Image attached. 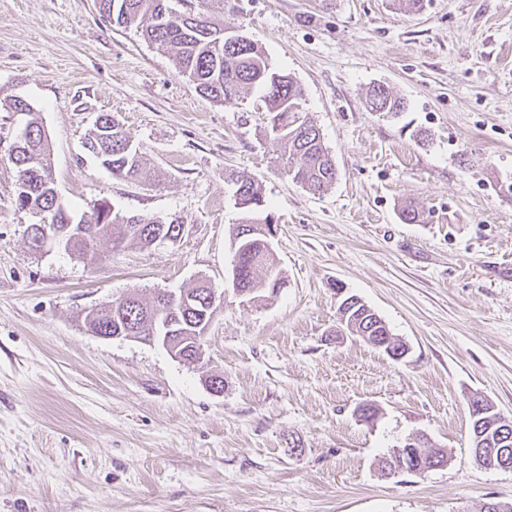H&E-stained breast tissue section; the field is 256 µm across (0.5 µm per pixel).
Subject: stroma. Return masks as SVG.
I'll return each instance as SVG.
<instances>
[{
  "label": "stroma",
  "mask_w": 512,
  "mask_h": 512,
  "mask_svg": "<svg viewBox=\"0 0 512 512\" xmlns=\"http://www.w3.org/2000/svg\"><path fill=\"white\" fill-rule=\"evenodd\" d=\"M95 3L0 0V512H477L512 499V470L471 453L468 410L478 394L512 418V0H192L300 86L337 169L318 195L274 167L259 92L212 102ZM377 84L404 99L398 118L367 108ZM16 96L32 113L10 110ZM105 112L143 152L140 179L83 149ZM33 118L74 211L106 201L175 218L181 240L104 243L91 266L32 252L8 156ZM243 171L277 226L283 288L253 303L226 291L196 364L89 332L91 307L128 294L223 288ZM409 203L422 222L404 223ZM338 285L407 357L337 335ZM363 403L380 408L375 423L357 417ZM413 434L446 464L383 474L380 458Z\"/></svg>",
  "instance_id": "stroma-1"
}]
</instances>
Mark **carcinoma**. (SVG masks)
Returning a JSON list of instances; mask_svg holds the SVG:
<instances>
[{"label":"carcinoma","mask_w":512,"mask_h":512,"mask_svg":"<svg viewBox=\"0 0 512 512\" xmlns=\"http://www.w3.org/2000/svg\"><path fill=\"white\" fill-rule=\"evenodd\" d=\"M100 16L107 22L124 28H133L145 40L167 53L176 69L195 85L204 97L217 103L245 98L255 88L264 92L269 112V135L274 162L293 181L308 191L321 193L336 182L337 170L325 147L319 129L304 115L302 90L294 79L275 70L262 46L255 40L239 39L240 33L211 20L202 12H177L171 0H96ZM372 112L396 116L404 110V103L385 85H374L366 95ZM84 148L115 178L136 179L145 167V157L123 125L114 116L103 113L84 142ZM9 162L17 173L16 204L30 211L37 221L27 227L30 247L39 248L44 232L57 237L64 249L80 259H97V246L108 242L114 248L150 247L162 234L177 237L181 223L164 221L137 214H126L103 202L88 214L75 218L71 208L58 194L53 177L51 149L44 127L32 120L27 123L9 154ZM236 204L245 210L239 227L249 224H270L271 215L260 217L264 209L262 187L251 174L236 178ZM233 252L231 265L236 267V288L255 297L270 291L272 281L280 274L266 236L255 233L241 236ZM210 285L203 281L185 289L186 302L169 306L166 296L158 292L146 302L128 295L112 302V312L97 315L89 310L84 318L88 330L96 336H110L122 331L125 336L167 335L165 324L183 336L186 345L202 335L211 312L208 311ZM346 318L343 330L358 336H388L385 321L375 313H367L363 306L351 312L340 311ZM488 405L484 398L470 400L471 427L481 425L488 431L487 443L477 448L470 441L477 461L490 468L499 457L512 464V439L505 440L498 429L487 430L480 423L479 405ZM441 460L435 447L423 440L411 450L407 468L423 472L438 466Z\"/></svg>","instance_id":"cac0c4a2"}]
</instances>
